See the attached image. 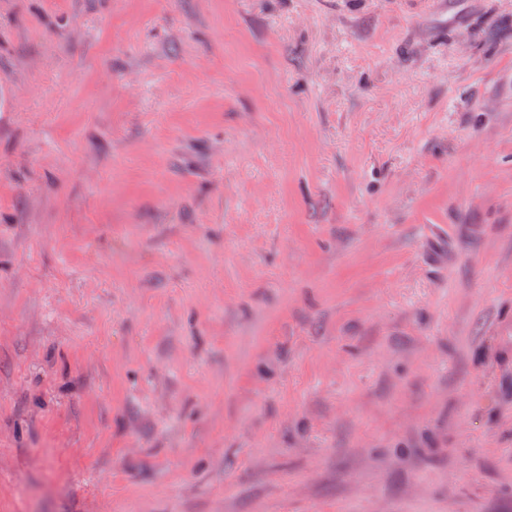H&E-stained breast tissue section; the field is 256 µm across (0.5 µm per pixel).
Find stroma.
<instances>
[{
  "mask_svg": "<svg viewBox=\"0 0 512 512\" xmlns=\"http://www.w3.org/2000/svg\"><path fill=\"white\" fill-rule=\"evenodd\" d=\"M0 512H512V0H0Z\"/></svg>",
  "mask_w": 512,
  "mask_h": 512,
  "instance_id": "stroma-1",
  "label": "stroma"
}]
</instances>
